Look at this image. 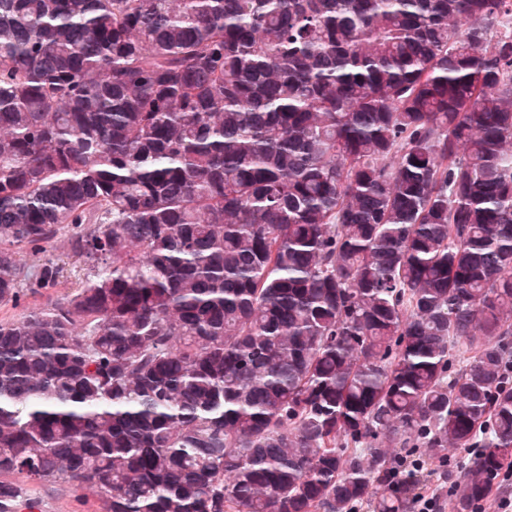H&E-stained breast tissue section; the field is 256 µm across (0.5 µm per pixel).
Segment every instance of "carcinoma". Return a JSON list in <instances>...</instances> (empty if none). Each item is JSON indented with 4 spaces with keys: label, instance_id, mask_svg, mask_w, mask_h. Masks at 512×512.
<instances>
[{
    "label": "carcinoma",
    "instance_id": "1",
    "mask_svg": "<svg viewBox=\"0 0 512 512\" xmlns=\"http://www.w3.org/2000/svg\"><path fill=\"white\" fill-rule=\"evenodd\" d=\"M0 512H407L512 459V0H0ZM29 248L34 259L24 262ZM63 259L66 262L64 277L60 279V283L56 288H49L39 293L29 294L16 308L9 306L8 308L1 309L0 307V318H18L32 307L45 306L47 303L60 299L67 293H70L73 289L72 287H75L76 283L84 278L85 271L80 267L72 265L65 257ZM446 453L448 454V460L456 465L455 472H447L448 482L447 479H439V474L442 472H435L436 476L434 479L430 480L427 478L428 481L423 487L428 494L439 495L440 501L443 505V512H452V501L454 499V495L452 494L451 496H448V488L453 486L454 493L456 492L459 487V484L457 485L456 483V481L459 480V472L462 466L468 463L471 454L463 448L453 447H448V451ZM31 497L38 502L35 512H102L100 497L90 490H84L81 496L73 491L70 483L57 479L52 483L30 487Z\"/></svg>",
    "mask_w": 512,
    "mask_h": 512
}]
</instances>
